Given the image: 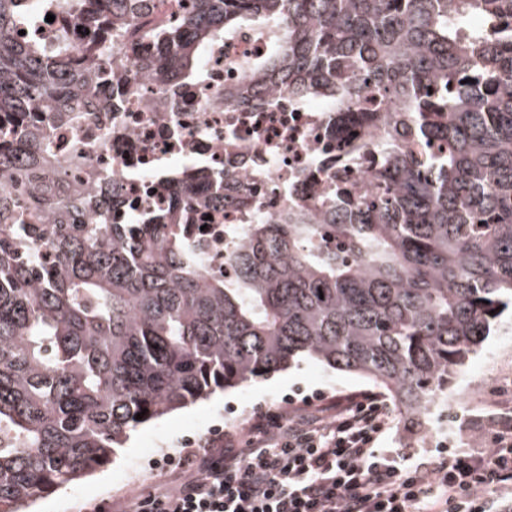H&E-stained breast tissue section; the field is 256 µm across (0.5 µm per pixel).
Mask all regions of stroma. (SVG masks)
Wrapping results in <instances>:
<instances>
[{
	"instance_id": "1",
	"label": "stroma",
	"mask_w": 512,
	"mask_h": 512,
	"mask_svg": "<svg viewBox=\"0 0 512 512\" xmlns=\"http://www.w3.org/2000/svg\"><path fill=\"white\" fill-rule=\"evenodd\" d=\"M369 382L324 368L304 358L286 371L259 377L243 388L209 398L137 426L112 460L85 477L38 498L33 512H129L134 501L177 485L178 465L158 471L153 462L179 456L185 440L208 441L247 427L260 414L285 413L328 418L343 399L370 390ZM447 406L409 421L392 412L383 448H412L426 454L454 441L474 443L472 426L497 408L512 404V312L501 316L479 351L448 386Z\"/></svg>"
}]
</instances>
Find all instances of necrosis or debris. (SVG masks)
I'll use <instances>...</instances> for the list:
<instances>
[{
	"label": "necrosis or debris",
	"mask_w": 512,
	"mask_h": 512,
	"mask_svg": "<svg viewBox=\"0 0 512 512\" xmlns=\"http://www.w3.org/2000/svg\"><path fill=\"white\" fill-rule=\"evenodd\" d=\"M264 41L242 32L213 46L202 62L197 83H179L167 75L145 77L134 63L153 55L152 40L126 47L110 79L85 96L79 126H46L56 152V172L73 184H97L111 172L120 196L112 214L130 222L171 208L168 171L189 177L223 173L224 188L234 204L198 205L181 219L206 268L233 277L227 248L244 243L250 228L272 222L287 208L319 215L321 201L336 181V114L320 98L297 102L280 92H260L243 107L225 101L224 91L250 81L240 61L266 50ZM395 125L391 109L380 108L360 158L347 176L355 193L370 189L378 173L379 154ZM94 144L78 157L80 144Z\"/></svg>",
	"instance_id": "necrosis-or-debris-1"
}]
</instances>
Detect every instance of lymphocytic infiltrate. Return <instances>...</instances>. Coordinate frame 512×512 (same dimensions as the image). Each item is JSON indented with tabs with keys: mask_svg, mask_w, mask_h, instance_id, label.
Masks as SVG:
<instances>
[{
	"mask_svg": "<svg viewBox=\"0 0 512 512\" xmlns=\"http://www.w3.org/2000/svg\"><path fill=\"white\" fill-rule=\"evenodd\" d=\"M388 407L365 393L329 421L260 415L224 450L187 442L177 487L133 512H512V415L484 430L486 448L440 447L412 459L377 446Z\"/></svg>",
	"mask_w": 512,
	"mask_h": 512,
	"instance_id": "obj_1",
	"label": "lymphocytic infiltrate"
}]
</instances>
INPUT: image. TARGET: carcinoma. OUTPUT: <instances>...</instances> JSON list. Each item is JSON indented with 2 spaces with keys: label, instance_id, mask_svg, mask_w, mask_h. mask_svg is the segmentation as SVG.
Masks as SVG:
<instances>
[{
  "label": "carcinoma",
  "instance_id": "cac0c4a2",
  "mask_svg": "<svg viewBox=\"0 0 512 512\" xmlns=\"http://www.w3.org/2000/svg\"><path fill=\"white\" fill-rule=\"evenodd\" d=\"M158 3L0 0V512L110 462L138 425L300 357L419 416L512 306V0H181L174 23L141 30ZM50 9L81 46L18 37ZM243 30L269 50L234 103L323 98L352 149L344 136L390 106L423 150L391 137L370 193L336 191L318 223L286 210L253 225L232 279L169 212L115 223L109 200L37 181L52 154L36 104L80 123L82 94L138 32L156 40L141 69L198 82L205 51ZM174 184L184 211L225 202L221 178Z\"/></svg>",
  "mask_w": 512,
  "mask_h": 512
}]
</instances>
